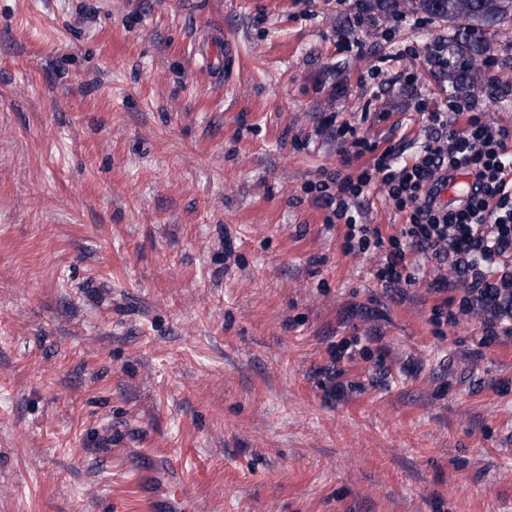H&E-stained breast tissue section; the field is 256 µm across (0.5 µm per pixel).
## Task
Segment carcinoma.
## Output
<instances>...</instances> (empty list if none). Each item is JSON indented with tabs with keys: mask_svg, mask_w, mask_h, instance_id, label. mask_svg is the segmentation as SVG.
Wrapping results in <instances>:
<instances>
[{
	"mask_svg": "<svg viewBox=\"0 0 512 512\" xmlns=\"http://www.w3.org/2000/svg\"><path fill=\"white\" fill-rule=\"evenodd\" d=\"M373 5L386 14L399 15L406 9L452 23L482 21L501 8L500 0H374ZM485 51L486 46L472 37L452 39L448 43V82L455 88L482 84L475 61Z\"/></svg>",
	"mask_w": 512,
	"mask_h": 512,
	"instance_id": "1",
	"label": "carcinoma"
}]
</instances>
